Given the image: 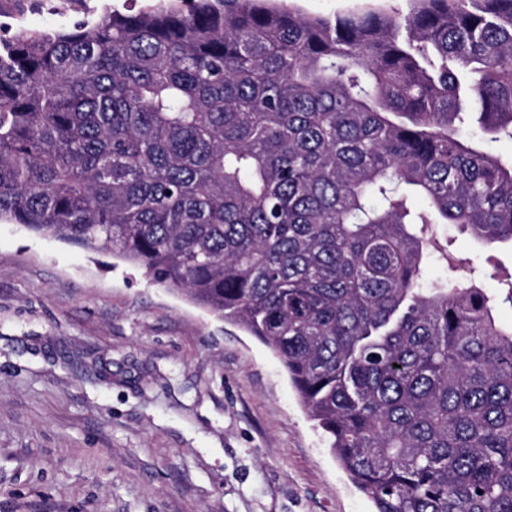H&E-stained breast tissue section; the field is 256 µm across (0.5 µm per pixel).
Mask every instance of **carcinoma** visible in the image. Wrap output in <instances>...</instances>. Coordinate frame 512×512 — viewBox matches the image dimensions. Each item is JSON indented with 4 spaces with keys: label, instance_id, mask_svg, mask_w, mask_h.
<instances>
[{
    "label": "carcinoma",
    "instance_id": "1",
    "mask_svg": "<svg viewBox=\"0 0 512 512\" xmlns=\"http://www.w3.org/2000/svg\"><path fill=\"white\" fill-rule=\"evenodd\" d=\"M512 0H170L0 37V223L112 256L279 359L376 512H512ZM448 275L428 280V269ZM295 6L314 15L333 16L349 11L383 10L406 13L410 0H290ZM435 233L440 238L452 239L451 249L469 263L459 271L458 279L461 283H474L486 291L497 293L499 286L491 274L496 268L512 272V246L510 244H497L493 248H485L476 243L467 233L459 231L453 224H435ZM491 255L489 261L487 256Z\"/></svg>",
    "mask_w": 512,
    "mask_h": 512
}]
</instances>
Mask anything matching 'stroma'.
<instances>
[{
	"label": "stroma",
	"instance_id": "35a3bbf8",
	"mask_svg": "<svg viewBox=\"0 0 512 512\" xmlns=\"http://www.w3.org/2000/svg\"><path fill=\"white\" fill-rule=\"evenodd\" d=\"M165 0H0L55 31ZM314 15L411 0H294ZM494 293L512 246L435 225ZM0 512H375L258 339L105 252L0 223Z\"/></svg>",
	"mask_w": 512,
	"mask_h": 512
}]
</instances>
